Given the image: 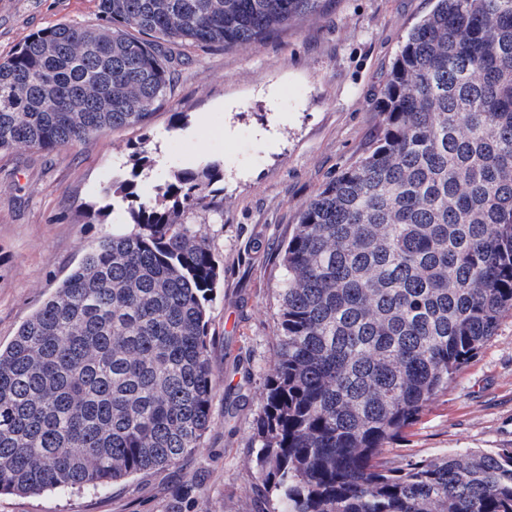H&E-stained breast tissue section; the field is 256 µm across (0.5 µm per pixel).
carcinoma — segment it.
I'll list each match as a JSON object with an SVG mask.
<instances>
[{
    "label": "carcinoma",
    "mask_w": 512,
    "mask_h": 512,
    "mask_svg": "<svg viewBox=\"0 0 512 512\" xmlns=\"http://www.w3.org/2000/svg\"><path fill=\"white\" fill-rule=\"evenodd\" d=\"M0 59V151L141 125L164 44L246 47L323 0H98ZM383 128L302 206L284 249L276 362L252 437L267 512H512V448L390 467L399 437L512 310V0H436L381 89ZM148 142L89 215L123 208L0 349V492L98 490L197 452L214 396L219 263L188 228L221 165L144 197Z\"/></svg>",
    "instance_id": "obj_1"
}]
</instances>
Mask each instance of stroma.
I'll list each match as a JSON object with an SVG mask.
<instances>
[{
	"instance_id": "35a3bbf8",
	"label": "stroma",
	"mask_w": 512,
	"mask_h": 512,
	"mask_svg": "<svg viewBox=\"0 0 512 512\" xmlns=\"http://www.w3.org/2000/svg\"><path fill=\"white\" fill-rule=\"evenodd\" d=\"M433 0H331L250 46L188 51L173 90L148 125L110 131L77 147L0 152V347L13 340L99 237L126 215L88 221L103 191L129 173L148 141L154 165L139 179L152 193L171 170L220 162L217 209L193 230L219 261L207 305L215 390L202 448L175 468L96 491L0 494V512H173L187 484L203 491L189 512H261L251 438L264 379L277 357L280 248L302 206L375 142L379 92L407 31ZM60 22L98 26L97 0H0V57ZM512 448V311L403 437L381 458L410 460L466 449Z\"/></svg>"
}]
</instances>
